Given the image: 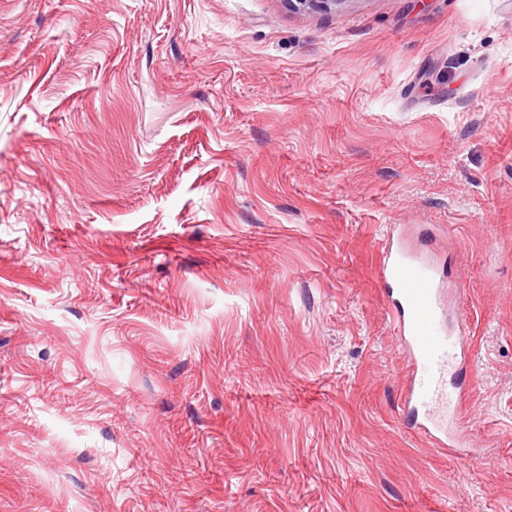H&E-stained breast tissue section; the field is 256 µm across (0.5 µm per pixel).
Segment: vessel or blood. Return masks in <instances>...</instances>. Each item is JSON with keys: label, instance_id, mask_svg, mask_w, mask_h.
<instances>
[{"label": "vessel or blood", "instance_id": "1", "mask_svg": "<svg viewBox=\"0 0 512 512\" xmlns=\"http://www.w3.org/2000/svg\"><path fill=\"white\" fill-rule=\"evenodd\" d=\"M386 242L378 279L409 356L404 415L432 447L468 458L471 440L462 418L469 397L450 391L448 376L465 357L469 318L461 316L457 327H448L438 269L410 257L400 246L398 232H391Z\"/></svg>", "mask_w": 512, "mask_h": 512}]
</instances>
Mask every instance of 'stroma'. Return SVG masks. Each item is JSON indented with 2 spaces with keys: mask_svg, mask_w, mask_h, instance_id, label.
<instances>
[{
  "mask_svg": "<svg viewBox=\"0 0 512 512\" xmlns=\"http://www.w3.org/2000/svg\"><path fill=\"white\" fill-rule=\"evenodd\" d=\"M392 225L476 463L398 414ZM0 512H512V0H0Z\"/></svg>",
  "mask_w": 512,
  "mask_h": 512,
  "instance_id": "1",
  "label": "stroma"
}]
</instances>
